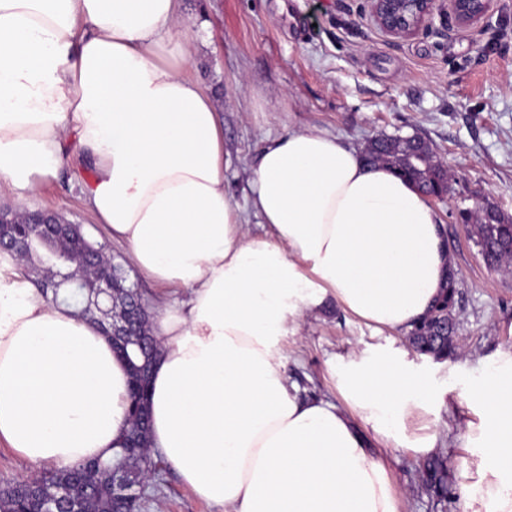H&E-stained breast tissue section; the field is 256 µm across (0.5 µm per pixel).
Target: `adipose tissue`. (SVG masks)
Returning <instances> with one entry per match:
<instances>
[{
  "label": "adipose tissue",
  "mask_w": 512,
  "mask_h": 512,
  "mask_svg": "<svg viewBox=\"0 0 512 512\" xmlns=\"http://www.w3.org/2000/svg\"><path fill=\"white\" fill-rule=\"evenodd\" d=\"M182 0H0V181L17 199L71 153L85 210L161 287L150 446L224 512H398L358 424L400 429L430 378L388 343L328 360L340 401L289 384L278 345L330 300L407 332L452 270L427 196L319 129L266 141L247 208L224 185V121L185 73ZM261 233H252L248 216ZM129 372L102 326L0 254V444L34 473L112 460ZM456 442L461 512H512V349L475 381Z\"/></svg>",
  "instance_id": "ef3b65f1"
}]
</instances>
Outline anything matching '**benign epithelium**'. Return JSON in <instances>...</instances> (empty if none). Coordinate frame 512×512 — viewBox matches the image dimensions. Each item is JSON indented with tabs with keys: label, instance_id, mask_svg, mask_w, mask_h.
Listing matches in <instances>:
<instances>
[{
	"label": "benign epithelium",
	"instance_id": "7a95c632",
	"mask_svg": "<svg viewBox=\"0 0 512 512\" xmlns=\"http://www.w3.org/2000/svg\"><path fill=\"white\" fill-rule=\"evenodd\" d=\"M366 4L371 21L385 35L407 38L429 25L440 13L448 14L462 28L478 24L488 16L491 0H366ZM32 236L45 243L55 240L59 244V250L40 261V267L50 276L37 280L43 288H55L57 283L53 278L58 274L57 265L70 262L71 248L85 243L82 227L59 220L57 213L49 209L30 212L19 222L13 215L0 211V251L14 253L25 260L29 258ZM73 266L74 269L63 278L88 290L83 299L87 310L100 307L102 297L111 303L116 295L129 293L122 284V277L111 269L107 257L99 249L84 247ZM144 315L145 308L139 300L119 316L114 315L112 307H107L108 331L114 345L138 335L137 329Z\"/></svg>",
	"mask_w": 512,
	"mask_h": 512
}]
</instances>
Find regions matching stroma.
Here are the masks:
<instances>
[{"mask_svg": "<svg viewBox=\"0 0 512 512\" xmlns=\"http://www.w3.org/2000/svg\"><path fill=\"white\" fill-rule=\"evenodd\" d=\"M363 6V0H183L185 13L208 20L185 36L191 51L186 73L222 109L231 159L225 184L236 204L249 194L258 151L292 129L316 127L355 145L381 135H415L453 173L447 197L431 205L458 271L454 314L461 355L438 362L414 354L433 392L403 428L408 442L437 434L435 455L445 460L453 487L462 464L451 444L461 420L478 421L481 412L468 396L470 385L497 351L512 346V264L489 268L461 218L487 204L512 215V0H492L478 25L460 28L442 15L407 39L384 35ZM90 179L87 162L70 164L29 196L26 207L51 209L83 225L151 303L153 291L131 266L126 247L108 241L83 207L80 188ZM390 341L404 345L408 338L369 328L331 302L283 341L282 355L289 381L334 400L330 356ZM452 394L459 398L454 415L448 412ZM379 454L400 512H460L457 499L440 502L424 489L425 460L412 449ZM143 504V512H224L195 497L164 462L146 480Z\"/></svg>", "mask_w": 512, "mask_h": 512, "instance_id": "1", "label": "stroma"}]
</instances>
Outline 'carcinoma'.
<instances>
[{"label":"carcinoma","instance_id":"cac0c4a2","mask_svg":"<svg viewBox=\"0 0 512 512\" xmlns=\"http://www.w3.org/2000/svg\"><path fill=\"white\" fill-rule=\"evenodd\" d=\"M394 137L383 140L372 139L367 143L365 160L370 165L381 164L397 171L418 190H431L435 183L443 180V162L429 145L422 148L424 159L410 161L406 149L392 144ZM463 227L479 247L484 262L491 268L512 260V218L498 208L487 205L476 215H462ZM457 280L450 283L449 294L440 298L434 308L438 316L428 315L410 332L412 346L421 354L437 361L446 360L457 352L456 323L453 310L456 304ZM157 343L142 345L130 341L122 347L128 368L154 358ZM147 447V436L139 439V447L121 446L114 459L108 463L94 460L81 466L32 478L41 497H56L66 494L68 506L60 512H72L79 508L83 512H140L142 495L140 483L145 476L142 449ZM447 470L441 459L429 461L425 467L424 485L436 495L448 494ZM33 502L30 495L19 493L7 485L0 494V512H31Z\"/></svg>","mask_w":512,"mask_h":512}]
</instances>
